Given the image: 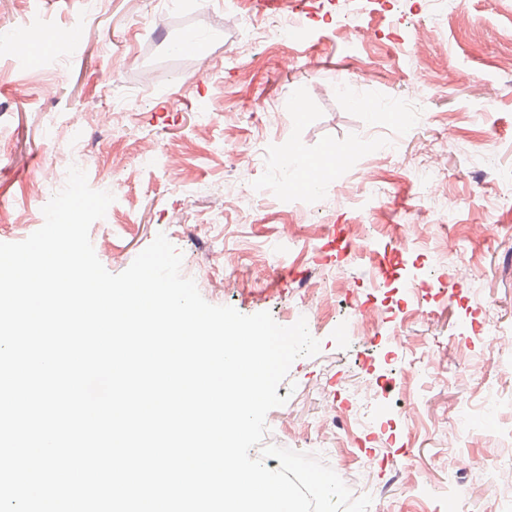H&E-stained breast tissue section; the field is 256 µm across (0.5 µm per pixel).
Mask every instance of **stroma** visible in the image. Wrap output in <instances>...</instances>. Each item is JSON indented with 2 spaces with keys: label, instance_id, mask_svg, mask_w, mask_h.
I'll use <instances>...</instances> for the list:
<instances>
[{
  "label": "stroma",
  "instance_id": "1",
  "mask_svg": "<svg viewBox=\"0 0 512 512\" xmlns=\"http://www.w3.org/2000/svg\"><path fill=\"white\" fill-rule=\"evenodd\" d=\"M419 3L354 0L361 30L349 34L337 23L344 0H297L308 29L282 54L245 47L252 0L235 12L221 0H179L159 27L149 23L155 0L92 10L32 0L25 16L17 0H0V29L86 33L58 71L0 60V204L29 196L51 166V142L82 136L96 160L90 186L115 196L111 223L89 230L109 272L162 233L208 303L266 311L282 326L306 318L320 341L278 387L285 403L268 412L265 443L318 454L349 489L371 495L369 512H499L512 385L482 374L512 366V342L489 344L470 326L488 314L512 331V213L497 200L512 178V13L466 0L446 23ZM186 32L197 40L191 57L172 50ZM126 96L140 107L115 134L103 116ZM336 154L343 164L312 201L290 209L255 197L260 185H304L309 166ZM117 162L135 177L113 184ZM372 183L383 196L367 218L356 197ZM228 187L250 197L251 223H238ZM215 213L223 223H210ZM396 224L419 230L401 254L403 280L440 276L445 289L370 287ZM337 230L364 237L355 255L327 249ZM462 267L473 287H457ZM352 288L379 307L408 297L418 312L354 336ZM413 361L421 367L406 388ZM353 386L371 392L373 426L413 411L415 440L334 428L327 415Z\"/></svg>",
  "mask_w": 512,
  "mask_h": 512
}]
</instances>
